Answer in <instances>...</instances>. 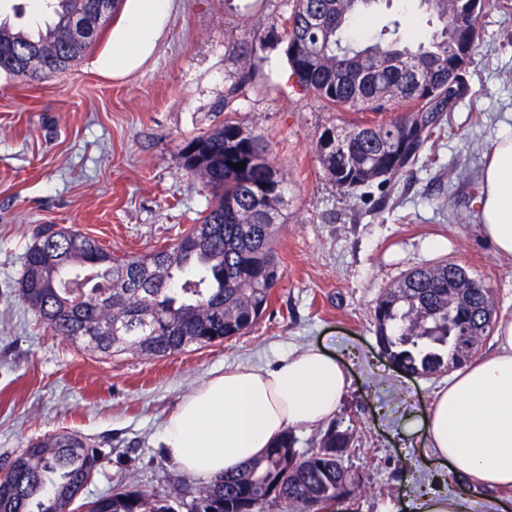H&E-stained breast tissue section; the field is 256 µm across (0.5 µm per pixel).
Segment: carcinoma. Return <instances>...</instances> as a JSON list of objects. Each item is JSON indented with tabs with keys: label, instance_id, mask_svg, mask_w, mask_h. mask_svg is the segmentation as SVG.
<instances>
[{
	"label": "carcinoma",
	"instance_id": "carcinoma-1",
	"mask_svg": "<svg viewBox=\"0 0 512 512\" xmlns=\"http://www.w3.org/2000/svg\"><path fill=\"white\" fill-rule=\"evenodd\" d=\"M116 0H57V21L35 33L0 23V72L46 79L83 55ZM438 21L429 41L414 42V30L399 33L393 22L377 30L363 0H294L286 19L287 41L307 49V67L288 59L298 83L338 110L387 111L404 105L385 122L348 125L354 135L332 150L317 140L319 164L345 195L377 184L385 186L415 160L437 130L442 115L459 97L448 81V59L458 40L448 16L466 0H420ZM319 14L323 26L311 30ZM85 24L81 41L69 39L72 20ZM442 96L428 109L420 104L413 69ZM412 139L403 152L405 131ZM185 169L212 191V204L187 236L198 238L189 250L177 241L145 255L116 259L98 242L70 227L45 225L36 233L19 281L22 303L43 325L74 344L105 355L131 351L166 357L190 346H207L251 328L268 307L271 289L283 272L275 252L277 224L285 206L284 177L264 135L226 120L180 149ZM242 162L238 170L233 164ZM276 187L256 200L253 189ZM81 302L69 307L72 298ZM491 290L452 263L410 271L385 289L374 307L378 342L403 370L430 376L448 364L467 362L465 346L478 347L494 327L487 312ZM288 430L264 455L235 473L202 487L191 501L182 491L151 497L137 487L116 489L85 503L86 512H264L277 500L299 512L348 497L355 480L343 465L350 436L334 427L307 455L294 450ZM101 458L80 435L56 433L31 443L0 467V512H66Z\"/></svg>",
	"mask_w": 512,
	"mask_h": 512
}]
</instances>
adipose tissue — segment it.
I'll return each instance as SVG.
<instances>
[{
    "label": "adipose tissue",
    "instance_id": "1",
    "mask_svg": "<svg viewBox=\"0 0 512 512\" xmlns=\"http://www.w3.org/2000/svg\"><path fill=\"white\" fill-rule=\"evenodd\" d=\"M174 0H118L108 42L93 61L103 77L123 80L154 55ZM480 230L495 253L512 258V127L488 153L481 174ZM495 351L466 366L437 391L414 428L438 463L492 490L512 488V321L500 322ZM351 383L342 357L319 345L289 351L275 367L229 366L182 398L160 443L187 475L208 481L262 456L286 428L327 423Z\"/></svg>",
    "mask_w": 512,
    "mask_h": 512
}]
</instances>
